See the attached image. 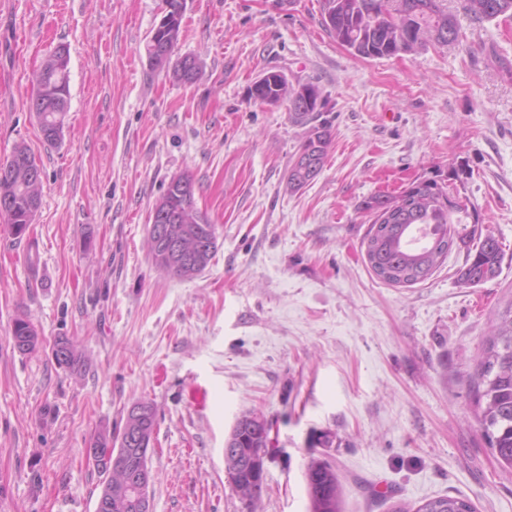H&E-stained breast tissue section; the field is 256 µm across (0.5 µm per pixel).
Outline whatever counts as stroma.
I'll return each instance as SVG.
<instances>
[{
	"label": "stroma",
	"mask_w": 512,
	"mask_h": 512,
	"mask_svg": "<svg viewBox=\"0 0 512 512\" xmlns=\"http://www.w3.org/2000/svg\"><path fill=\"white\" fill-rule=\"evenodd\" d=\"M461 42L362 59L321 24L319 0H185L179 55L192 84L144 52L162 0H0V162L16 145L45 172L27 233L0 220V512H95L89 448L153 404L152 512H311L310 457L329 460L342 512H413L436 496L512 512L476 418L474 373L512 301V19L472 22ZM69 50L58 144L30 108L32 74ZM328 99L333 144L299 191L285 176L304 129L248 98L265 70ZM189 173L218 232L198 276L158 269L149 212ZM457 189L502 244L494 279L457 280L453 250L424 282L392 286L365 257L362 202L414 180ZM44 340L14 346L16 317ZM76 340L80 371L55 338ZM245 414L271 426L260 498L234 490L224 446ZM54 343V347L62 345L60 350L52 348V356L59 367H64L75 372L82 366V353L78 350L77 345L70 338L60 336Z\"/></svg>",
	"instance_id": "stroma-1"
}]
</instances>
